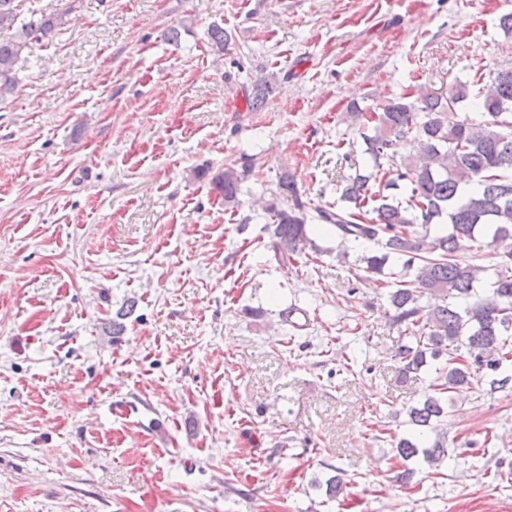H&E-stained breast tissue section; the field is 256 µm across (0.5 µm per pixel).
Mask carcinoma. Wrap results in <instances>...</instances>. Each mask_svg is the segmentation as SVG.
I'll return each mask as SVG.
<instances>
[{
    "instance_id": "carcinoma-1",
    "label": "carcinoma",
    "mask_w": 512,
    "mask_h": 512,
    "mask_svg": "<svg viewBox=\"0 0 512 512\" xmlns=\"http://www.w3.org/2000/svg\"><path fill=\"white\" fill-rule=\"evenodd\" d=\"M25 0H0V100L13 92L24 50L42 43L69 21L75 6L50 12L33 24L21 19ZM211 50L222 57L231 36L219 25L208 30ZM276 85L273 74L244 92L247 110L264 107ZM485 116L474 122L457 115L469 98ZM361 133L372 171L345 180L343 205L308 210L293 176L281 170L277 191L266 206L272 221V247L284 265L308 244V222L334 227L341 245L373 242L380 250L360 261L366 271L395 285L389 292L392 324L406 343L399 346L400 373L408 376L439 363L433 393L410 407L415 435L402 437L396 451L404 459L422 456L434 466L448 457L446 433L439 422L448 414L445 395L470 385L485 370H497L512 356V67L493 72L477 90L458 81L448 95L417 90L402 95L380 112L350 108ZM421 153H404L410 137ZM394 164L382 172L380 160ZM253 158L242 154L224 163L208 179L224 208L239 206L242 183L252 173ZM488 240L499 258L491 288L477 295L482 268L457 259L462 241Z\"/></svg>"
}]
</instances>
